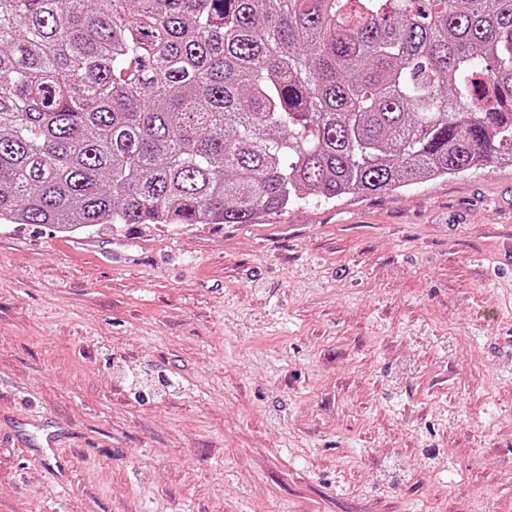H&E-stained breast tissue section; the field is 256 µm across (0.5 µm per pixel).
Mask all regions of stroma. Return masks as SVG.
Instances as JSON below:
<instances>
[{"label":"stroma","mask_w":512,"mask_h":512,"mask_svg":"<svg viewBox=\"0 0 512 512\" xmlns=\"http://www.w3.org/2000/svg\"><path fill=\"white\" fill-rule=\"evenodd\" d=\"M0 512H512V166L0 223Z\"/></svg>","instance_id":"35a3bbf8"}]
</instances>
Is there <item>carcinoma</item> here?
<instances>
[{
  "instance_id": "obj_1",
  "label": "carcinoma",
  "mask_w": 512,
  "mask_h": 512,
  "mask_svg": "<svg viewBox=\"0 0 512 512\" xmlns=\"http://www.w3.org/2000/svg\"><path fill=\"white\" fill-rule=\"evenodd\" d=\"M512 164V0H0V221L254 224Z\"/></svg>"
}]
</instances>
